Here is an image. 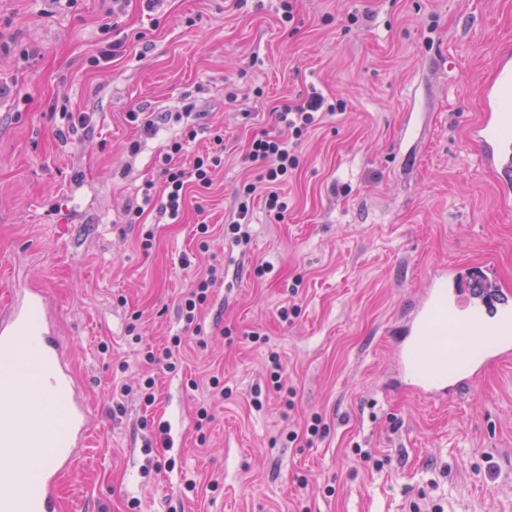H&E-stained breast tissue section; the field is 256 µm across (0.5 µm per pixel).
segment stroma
<instances>
[{
	"instance_id": "stroma-1",
	"label": "stroma",
	"mask_w": 512,
	"mask_h": 512,
	"mask_svg": "<svg viewBox=\"0 0 512 512\" xmlns=\"http://www.w3.org/2000/svg\"><path fill=\"white\" fill-rule=\"evenodd\" d=\"M280 4L125 0L121 33L145 38L93 67L110 0H0V299L18 279L48 291L90 428L61 512H512V361L444 404L392 384L435 270L463 285L491 260L512 300V211L469 139L512 0H296L290 28ZM311 87L344 109L304 138L285 219L254 193L233 245L224 226L259 177L248 145ZM132 109L167 119L147 135ZM66 111L90 127L65 131ZM213 129L211 185L189 186L178 219L154 205L127 223L144 190L162 196L168 144L187 167ZM214 256L224 281L186 334L178 301ZM175 336L176 370L147 360ZM316 415L323 437L289 441Z\"/></svg>"
}]
</instances>
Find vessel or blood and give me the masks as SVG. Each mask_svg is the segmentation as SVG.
I'll list each match as a JSON object with an SVG mask.
<instances>
[{
  "mask_svg": "<svg viewBox=\"0 0 512 512\" xmlns=\"http://www.w3.org/2000/svg\"><path fill=\"white\" fill-rule=\"evenodd\" d=\"M470 128L481 165L512 172V48L498 53ZM438 274L403 325L399 382L444 401L470 393L489 363L512 358V305L488 304ZM48 292L17 281L0 302V512H59L60 479L89 437L86 407L46 317Z\"/></svg>",
  "mask_w": 512,
  "mask_h": 512,
  "instance_id": "b4317fda",
  "label": "vessel or blood"
}]
</instances>
